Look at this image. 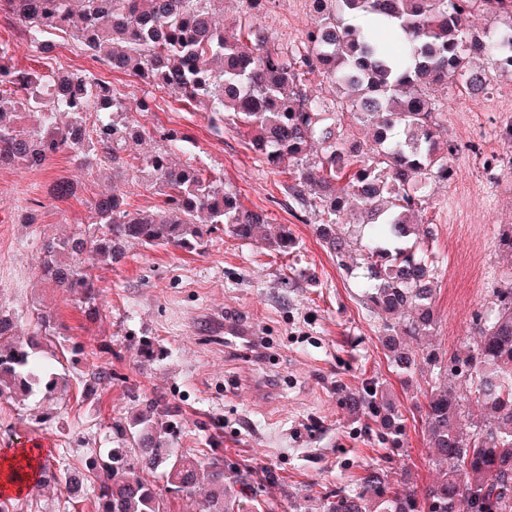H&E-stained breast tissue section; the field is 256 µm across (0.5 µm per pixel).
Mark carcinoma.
Returning <instances> with one entry per match:
<instances>
[{
    "label": "carcinoma",
    "instance_id": "1",
    "mask_svg": "<svg viewBox=\"0 0 512 512\" xmlns=\"http://www.w3.org/2000/svg\"><path fill=\"white\" fill-rule=\"evenodd\" d=\"M28 2L0 0V10L14 15L31 47L68 33L101 65L224 115L268 168L290 176L292 197L315 217L316 233L338 264L354 246L350 225L367 228L361 296L385 316L391 366L409 375L424 360L435 370L422 416L435 475L422 488L407 477L396 485L366 462L352 485L322 498L320 512H512V225L498 230L505 272L476 347L445 360L422 358L408 344L429 335L435 323L426 190L431 179L449 178L454 151L425 88L451 85L472 98L487 91L477 56L512 77V0H309L314 19L299 43L286 48L261 23L269 0H243L232 38L224 36L216 0H54L35 11ZM476 10L498 18L493 34L471 32ZM7 54L1 43L0 167L37 168L66 151L80 166L109 167L164 196L157 209L132 213L113 192L95 203L91 233L42 241L41 277L71 295L89 319L103 311L92 271L120 262L130 244L194 249L222 225L280 254L292 248L283 225L246 209L202 168L168 162L166 154L193 147L187 136L169 130L162 134L164 150L141 165L129 161L132 124L117 120L127 106L111 84L90 71L52 77L22 71L6 62ZM316 74L336 84V99L308 92ZM50 78L74 85L75 94L59 100L43 94ZM22 110L35 123H19ZM361 126L373 130L367 149L355 134ZM314 144L320 154L311 158ZM68 348L52 313L35 308L24 317L0 308V398L40 394L42 420L52 419V404L70 401L69 379L58 372ZM450 371L465 377L487 409L467 430L461 398L448 386ZM87 376V397L114 380L112 369L98 365ZM346 402L373 420L379 442L396 444L404 435L402 414L380 382H365ZM141 404L139 413L111 426L112 447L90 449L92 468L54 471L41 464L37 486L68 491L81 480L95 512H167L169 498L206 484L196 512H241L243 498L257 512H271L256 499L249 466L220 456L205 462L178 447V406L157 395Z\"/></svg>",
    "mask_w": 512,
    "mask_h": 512
}]
</instances>
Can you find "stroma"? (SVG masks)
<instances>
[{"instance_id":"1","label":"stroma","mask_w":512,"mask_h":512,"mask_svg":"<svg viewBox=\"0 0 512 512\" xmlns=\"http://www.w3.org/2000/svg\"><path fill=\"white\" fill-rule=\"evenodd\" d=\"M309 22L307 0H269L264 25L277 43H298ZM0 43L9 44L17 68L41 75L88 70L109 82L146 130L130 143L131 156L162 150L166 130L186 134L196 144L194 156L176 152L171 163L205 167L295 241L280 256L219 229L193 251L131 248L118 264L97 269L107 307L103 321L93 323L41 279L40 247L45 237L88 224L95 199L112 188L111 170L81 168L64 152L38 169L0 168V301L19 312L50 310L70 344L83 349L69 367L72 398L51 423H38L32 403L0 400V450L42 440L52 467L86 468L88 449L109 447L110 423L136 412L141 396L157 394L182 410L181 447L210 443L225 457L276 471L283 487L261 493L275 512H318L320 493L350 484L370 460L389 482L408 471L418 485L428 484L433 471L421 421L428 375L394 372L380 342L382 316L360 298L359 256L351 258L354 272L337 264L312 218L295 208L286 176L246 149L232 126L212 127L210 113L171 91L95 63L68 34H58L57 52L46 56L0 15ZM142 99L149 111H137ZM434 99L457 150L450 179L429 191L437 322L414 345L450 356L478 340L476 316L490 307L501 273L497 229L512 225V175L485 166L486 158L506 155L500 130L512 123V79L492 76L475 100L441 89ZM60 177L76 187L65 201L50 195ZM36 200L42 203L36 223H24ZM228 321L260 334V341L226 342ZM143 339L154 341L158 360L139 357ZM95 361L111 365L118 379L86 398L85 375ZM370 378L387 384L405 418V434L390 448L373 441L368 420L349 414L343 401Z\"/></svg>"}]
</instances>
